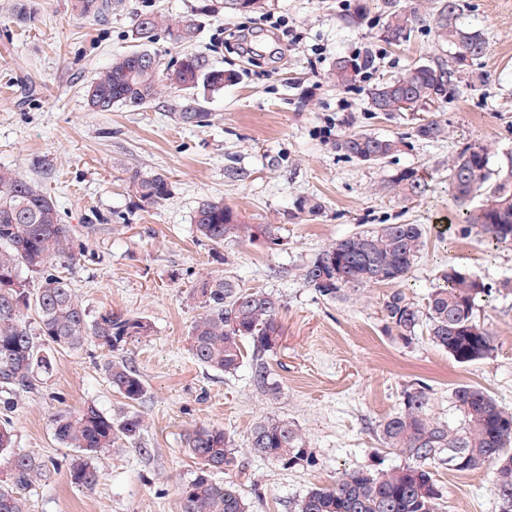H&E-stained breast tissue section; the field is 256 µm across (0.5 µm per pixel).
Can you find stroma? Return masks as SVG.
Masks as SVG:
<instances>
[{
	"label": "stroma",
	"mask_w": 512,
	"mask_h": 512,
	"mask_svg": "<svg viewBox=\"0 0 512 512\" xmlns=\"http://www.w3.org/2000/svg\"><path fill=\"white\" fill-rule=\"evenodd\" d=\"M74 3L0 0V167L50 195L63 223L76 229L81 252L56 272L89 318L112 311L151 322V335L122 352L147 394L134 405L117 394L103 371L110 354L96 343L53 351L52 371L37 391L16 397L9 415L15 450L57 465L49 481L28 491L31 512H178L177 488L196 469L186 434L221 428L241 446L267 416L294 423L316 464L284 471L248 454L236 479L253 512H298L305 495L341 469L404 465L378 433L405 390L426 386L431 413L449 422L457 419L451 394L462 384L512 408V294L498 292L512 281V247L463 234L448 187V160L464 150L484 148L494 169L512 162V0H462L460 23L483 33L485 55L459 73L446 102L395 117L371 111L365 90L413 63L448 62L435 33L439 0H400L418 7L420 19L398 45L381 38V0H266L262 10L237 14L225 12L224 0H120L102 22L80 17ZM146 8L196 18L194 52L236 73V82L204 100L206 124L176 123L172 114L184 99L170 91L139 109L88 111L85 86L113 55L139 50L131 31ZM241 28L255 33L253 54L227 43ZM365 53L375 64L355 85L329 83L337 58ZM433 119L445 128L443 140L417 139V124ZM350 133L404 145L385 162L366 163L337 151ZM232 167L247 179H228ZM131 169L168 176L170 198L136 208L125 182ZM407 169L429 182L415 202L389 189L391 177ZM207 197L223 200L241 223L279 225L280 244L242 236L214 251L197 242L191 219ZM304 200L318 212H299ZM381 224L425 229L423 250L400 285L414 302L425 303L451 265L492 286L477 314L494 340L489 356L460 365L425 331L407 344L388 333L382 301L389 284L331 300L298 279V267L330 243ZM207 274L280 299L282 335L270 358L278 399L254 391L247 368L227 375L193 359L188 331L198 311L187 295ZM89 403L115 420L139 415L144 431L140 447L104 452L99 484L82 491L69 481L73 451L55 440L52 418ZM434 478L438 512H501L490 468L440 465Z\"/></svg>",
	"instance_id": "1"
}]
</instances>
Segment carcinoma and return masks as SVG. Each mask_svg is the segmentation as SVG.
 Listing matches in <instances>:
<instances>
[{
    "label": "carcinoma",
    "mask_w": 512,
    "mask_h": 512,
    "mask_svg": "<svg viewBox=\"0 0 512 512\" xmlns=\"http://www.w3.org/2000/svg\"><path fill=\"white\" fill-rule=\"evenodd\" d=\"M383 4L382 38L390 44L400 43L410 34L416 11L400 6L397 0H383ZM76 8L84 17L101 20L112 12V0H77ZM460 12V0H440L436 13L438 37L448 44L451 64H415L369 87L366 98L372 111L417 112L448 99L459 69L481 58L487 48L480 31L459 23ZM160 30L178 46L190 45L198 36L194 19L154 11L138 15L132 35L146 44ZM373 63L370 53L361 58L340 57L328 79L340 88L350 87ZM235 79V73L209 69L201 55L186 53L163 80L156 55L143 49L113 58L85 87V98L90 110L110 112L116 106L142 107L164 88L217 93ZM173 117L180 124L200 126L208 121L209 113L188 97ZM415 135L438 141L445 128L432 120L418 125ZM400 144L387 137L354 133L337 142L336 149L360 161L373 154L374 162L382 163L399 151ZM448 182L463 232L475 230L493 245L512 246V164L493 170L484 149H469L448 160ZM126 185L135 206L142 210L163 204L172 194L169 177L158 172L131 169ZM390 187L408 200H417L429 185L415 171L406 170L393 176ZM280 230L275 224H241L238 215L216 199L202 200L193 215L195 238L215 247L230 238L256 233L277 246ZM423 232L420 224H382L355 233L298 268V278L332 300L372 284L399 283L418 258ZM76 255L74 229L61 223L52 198L14 171L0 168V391L7 394L0 402V413L4 415L12 412L13 397L36 391L40 375L53 367L50 355L22 323L23 311H34L39 335L55 349L78 351L95 342L114 353L151 333L152 326L143 317L105 312L88 319L67 280L55 273L57 265L74 261ZM24 271L40 278L38 287H29L22 277ZM490 293L491 288L476 273L451 266L440 275L424 305L396 289L384 298L382 312L388 329L400 341L410 342L422 328L456 363L466 365L494 350L492 337L474 320L478 302ZM189 298L201 310L189 330L194 360L232 375L247 358L254 389L269 399L277 398L280 385L269 358L281 335L278 298L244 288L231 277L210 275L196 281ZM104 368L112 389L124 399L137 402L145 395L142 377L125 360L110 359ZM452 404L461 416L457 426L429 413L425 387L405 391L400 410L380 424L379 439L383 447L401 453L409 463L377 471L344 469L332 484L312 489L298 512H438L441 493L432 467L439 462L458 472L494 465L493 481L502 512H512V409L468 384L453 390ZM53 426L58 442L76 451L69 467L70 483L86 491L99 483L98 456L120 441L138 446L144 430L140 416L115 421L94 405L57 413ZM12 444L10 429L1 425L0 457L7 456L8 477L0 482V512H30L26 491L48 479L51 470L46 460L11 452ZM186 448L196 460L197 471L178 487L179 512H251L237 482L216 479L217 474L239 467L241 450L229 435L219 428H195L186 435ZM247 450L284 471L315 464L305 435L280 417L257 422L247 438Z\"/></svg>",
    "instance_id": "carcinoma-1"
}]
</instances>
